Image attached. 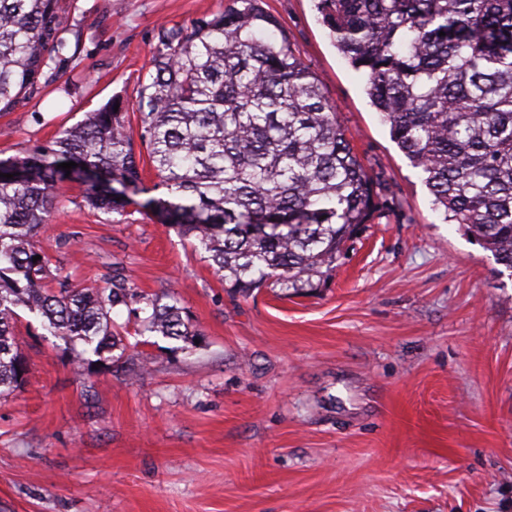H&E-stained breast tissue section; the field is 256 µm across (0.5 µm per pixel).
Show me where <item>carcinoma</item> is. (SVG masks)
<instances>
[{
	"label": "carcinoma",
	"mask_w": 512,
	"mask_h": 512,
	"mask_svg": "<svg viewBox=\"0 0 512 512\" xmlns=\"http://www.w3.org/2000/svg\"><path fill=\"white\" fill-rule=\"evenodd\" d=\"M188 27L161 28L140 84V141L163 190L142 207L196 241L233 296L323 287L345 243L376 213L375 191L334 105L294 54L263 0ZM338 50L366 74L391 139L424 174L433 205L512 271V0H318ZM70 29L60 0H0V111L59 78ZM109 102L46 145L0 158V397L27 382L15 341L18 309L41 319L79 370L112 359L124 337L118 306L139 333L192 335L183 308L162 304L120 268L112 287L53 277L34 239L50 223L65 174L83 198L123 215L143 168L126 113ZM73 161L65 171L58 167ZM10 173L7 179L2 174Z\"/></svg>",
	"instance_id": "obj_1"
}]
</instances>
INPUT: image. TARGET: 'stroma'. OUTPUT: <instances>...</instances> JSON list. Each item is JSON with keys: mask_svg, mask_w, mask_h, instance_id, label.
<instances>
[{"mask_svg": "<svg viewBox=\"0 0 512 512\" xmlns=\"http://www.w3.org/2000/svg\"><path fill=\"white\" fill-rule=\"evenodd\" d=\"M232 0H63L81 46L42 93L0 112V157L46 144L137 91L161 28ZM381 188V214L332 280L229 296L176 228L60 185L35 239L52 274L176 297L196 339L137 335L84 372L20 310L26 386L0 397V512H512V272L446 223L341 55L315 0H264Z\"/></svg>", "mask_w": 512, "mask_h": 512, "instance_id": "1", "label": "stroma"}]
</instances>
